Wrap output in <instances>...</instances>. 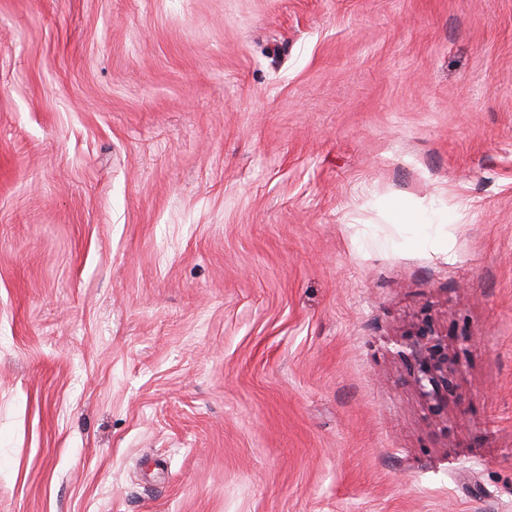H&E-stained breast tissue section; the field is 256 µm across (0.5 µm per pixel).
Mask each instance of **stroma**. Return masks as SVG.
Listing matches in <instances>:
<instances>
[{
	"label": "stroma",
	"instance_id": "stroma-1",
	"mask_svg": "<svg viewBox=\"0 0 512 512\" xmlns=\"http://www.w3.org/2000/svg\"><path fill=\"white\" fill-rule=\"evenodd\" d=\"M0 512H512V0H0ZM414 339H410L401 351L407 358L412 359L418 366L414 372V382L419 391L427 399L440 401L444 384L449 387L448 373L456 370V361L448 358V344L442 335L430 327L422 329Z\"/></svg>",
	"mask_w": 512,
	"mask_h": 512
}]
</instances>
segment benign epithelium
Here are the masks:
<instances>
[{"mask_svg":"<svg viewBox=\"0 0 512 512\" xmlns=\"http://www.w3.org/2000/svg\"><path fill=\"white\" fill-rule=\"evenodd\" d=\"M404 355L417 365L414 382L421 394L440 401V388L449 384L448 374L456 370V361L448 357L443 337L429 327L423 329L404 345Z\"/></svg>","mask_w":512,"mask_h":512,"instance_id":"benign-epithelium-1","label":"benign epithelium"}]
</instances>
